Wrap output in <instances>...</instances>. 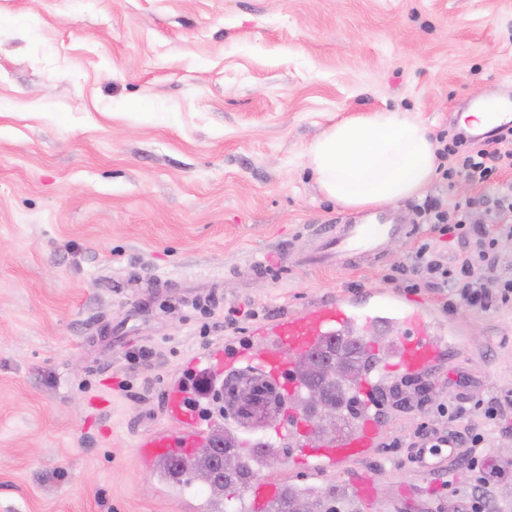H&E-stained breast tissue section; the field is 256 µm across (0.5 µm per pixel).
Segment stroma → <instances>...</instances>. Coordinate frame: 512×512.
<instances>
[{
  "label": "stroma",
  "mask_w": 512,
  "mask_h": 512,
  "mask_svg": "<svg viewBox=\"0 0 512 512\" xmlns=\"http://www.w3.org/2000/svg\"><path fill=\"white\" fill-rule=\"evenodd\" d=\"M485 97L512 101V0H0V512H208L140 439L186 426L165 391L195 357L257 323L393 280L430 235L322 258L330 225L306 148L339 119L397 108L456 133ZM512 169L426 196L487 208ZM462 339L425 386L388 404L382 445L338 467L271 473L369 487L361 512H458L478 477L416 467L426 424L476 429L497 512H512V309L418 287ZM464 406L448 418L438 404Z\"/></svg>",
  "instance_id": "stroma-1"
}]
</instances>
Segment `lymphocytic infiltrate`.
<instances>
[{"mask_svg":"<svg viewBox=\"0 0 512 512\" xmlns=\"http://www.w3.org/2000/svg\"><path fill=\"white\" fill-rule=\"evenodd\" d=\"M438 155L447 162L442 172L444 179L450 181L462 174L473 183L486 182L497 171L499 162H512V129L499 133L489 144L468 142L459 135L450 136ZM465 212V207L458 204L450 210L443 209L437 200L424 204L419 215L431 231L441 236H457L463 248L450 258L438 250L433 241H422L410 255V270L415 277L436 287L454 288L469 304L512 306V279L490 289L482 277L483 271L495 270L501 262L497 248L499 236L512 233V188H503L496 199L494 223H466Z\"/></svg>","mask_w":512,"mask_h":512,"instance_id":"obj_1","label":"lymphocytic infiltrate"}]
</instances>
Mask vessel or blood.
<instances>
[{
    "label": "vessel or blood",
    "mask_w": 512,
    "mask_h": 512,
    "mask_svg": "<svg viewBox=\"0 0 512 512\" xmlns=\"http://www.w3.org/2000/svg\"><path fill=\"white\" fill-rule=\"evenodd\" d=\"M411 227L390 223L386 216L373 214L365 224H340L328 234L324 245L336 260L357 258L379 252L388 241L406 237ZM399 329L394 360L388 372L419 379L430 373L460 341L455 328L446 326L438 313L419 300L386 291L361 297H336L322 301L299 313H285L258 324L246 343L237 339L224 341V389L232 391L244 377L259 375L279 397L291 402L306 392L305 384L295 376L296 358L332 348L356 347L359 353L369 349L370 330ZM357 391L368 403L366 411L343 423L332 435H318L300 443L295 464L321 461L364 460L380 446L384 422L376 412L382 400L380 380L366 377ZM168 410L191 424L195 414L184 393L173 389L166 395ZM203 444L200 432L181 436L159 433L140 440L138 453L152 459L177 456L189 459ZM455 439H448L444 449L421 448L416 460L421 467L441 469L449 452L455 451ZM253 501L260 512H268L281 495L279 484L271 479L255 483Z\"/></svg>",
    "instance_id": "vessel-or-blood-1"
}]
</instances>
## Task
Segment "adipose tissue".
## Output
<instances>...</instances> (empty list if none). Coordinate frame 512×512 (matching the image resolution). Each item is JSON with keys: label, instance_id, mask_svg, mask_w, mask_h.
Returning a JSON list of instances; mask_svg holds the SVG:
<instances>
[{"label": "adipose tissue", "instance_id": "ef3b65f1", "mask_svg": "<svg viewBox=\"0 0 512 512\" xmlns=\"http://www.w3.org/2000/svg\"><path fill=\"white\" fill-rule=\"evenodd\" d=\"M437 151L424 123L380 109L331 125L305 156L328 200L362 211L420 196L440 174Z\"/></svg>", "mask_w": 512, "mask_h": 512}]
</instances>
